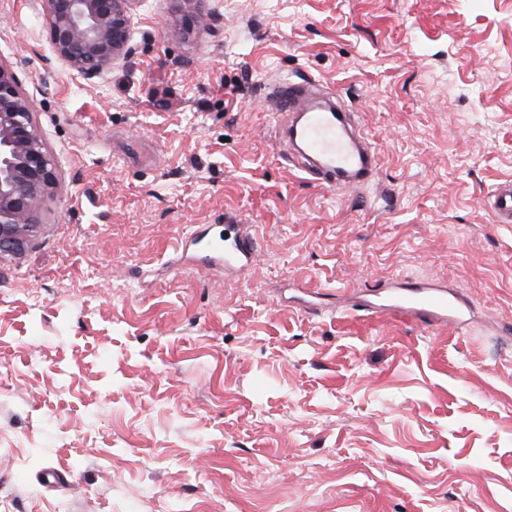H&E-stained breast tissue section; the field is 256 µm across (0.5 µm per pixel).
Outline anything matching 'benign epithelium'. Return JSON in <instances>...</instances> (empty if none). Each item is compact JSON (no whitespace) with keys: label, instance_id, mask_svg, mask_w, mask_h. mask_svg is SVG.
Returning a JSON list of instances; mask_svg holds the SVG:
<instances>
[{"label":"benign epithelium","instance_id":"obj_1","mask_svg":"<svg viewBox=\"0 0 512 512\" xmlns=\"http://www.w3.org/2000/svg\"><path fill=\"white\" fill-rule=\"evenodd\" d=\"M138 0H44L56 56L92 78L128 58ZM33 102L0 66V256L20 252L39 196L56 181V165L32 124Z\"/></svg>","mask_w":512,"mask_h":512}]
</instances>
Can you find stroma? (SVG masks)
Here are the masks:
<instances>
[{"label": "stroma", "instance_id": "stroma-1", "mask_svg": "<svg viewBox=\"0 0 512 512\" xmlns=\"http://www.w3.org/2000/svg\"><path fill=\"white\" fill-rule=\"evenodd\" d=\"M131 45L80 76L0 0L57 168L0 259V512H512V0H138ZM305 78L369 184L281 152ZM228 214L247 270L171 251ZM394 280L464 324L366 310ZM492 219L496 224L512 223V181L500 183L491 202Z\"/></svg>", "mask_w": 512, "mask_h": 512}]
</instances>
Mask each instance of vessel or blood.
Wrapping results in <instances>:
<instances>
[{"label":"vessel or blood","mask_w":512,"mask_h":512,"mask_svg":"<svg viewBox=\"0 0 512 512\" xmlns=\"http://www.w3.org/2000/svg\"><path fill=\"white\" fill-rule=\"evenodd\" d=\"M278 94L282 108L297 116L289 127V141L315 163V180L339 190L360 187L371 180L375 155L349 130L341 112L311 105L299 87L290 82L283 83ZM490 208L494 223H512V181L499 184ZM226 229L228 235L224 238L194 233L190 240L200 250L222 260L226 272L243 271L257 258L250 227L231 220ZM369 306L373 311L417 319L435 328L462 321L448 299L446 287L432 283L409 289L390 286L378 292Z\"/></svg>","instance_id":"obj_1"}]
</instances>
